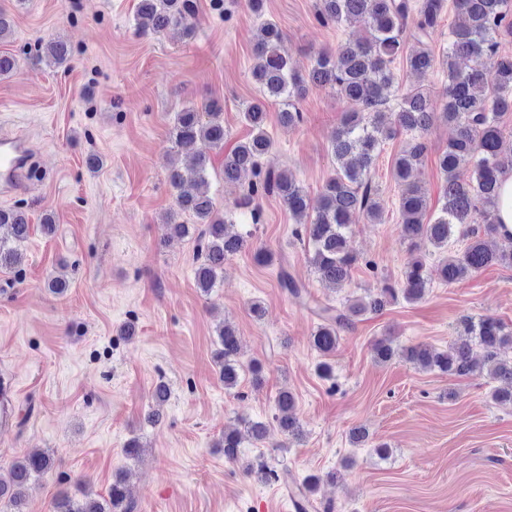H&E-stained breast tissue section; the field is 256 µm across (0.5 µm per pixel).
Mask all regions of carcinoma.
Returning a JSON list of instances; mask_svg holds the SVG:
<instances>
[{
  "mask_svg": "<svg viewBox=\"0 0 512 512\" xmlns=\"http://www.w3.org/2000/svg\"><path fill=\"white\" fill-rule=\"evenodd\" d=\"M444 2L421 0L417 5L412 0H319L317 18L321 23L339 25L362 18L366 34L347 39L334 52H318L306 74L295 71L281 53L279 26L271 20L259 26L255 44L258 63L252 77L261 98L247 105L243 112L248 137L224 154V182H237L245 173L252 175L235 211L250 216L253 224L259 223L261 217L256 200L274 195L281 201L296 223L304 227L311 245L309 264L327 290L335 293L343 288L359 262V256L348 243L352 214L361 211L372 223L381 220L382 210L372 181V168L381 147L399 135L408 136L393 168V177L400 187V235L411 253L402 281L385 280L380 287L334 306L311 298L285 268L278 273L281 287L309 306L318 318L311 339L313 348L323 357L333 354L340 332L355 320L379 313L400 298L408 303L422 300L434 277L456 284L488 266L512 267V234L502 236L497 227L500 176L512 168V158L502 154L500 126L502 116L512 111V54L501 53L503 37H512V0H453L459 22L448 32V47L442 53V64L448 69L442 116L454 126L455 134L439 157L445 185L443 204L433 219L428 217L425 190L412 181L413 171L427 150L423 134L436 118L431 100L421 91L411 90L401 96L396 111H386L394 81L392 65L398 58L405 57L409 69L419 75L434 66L435 57L426 40L436 31ZM195 13L193 0H139L136 28L161 34L172 26H182L190 32V19ZM410 23L414 28V45L408 49L403 34ZM41 57L63 65L69 61L70 50L64 41L54 40L42 47ZM485 57L496 59L497 81L492 86L486 83L479 64ZM461 59H469L474 65L460 68L457 61ZM327 86L358 105L359 110L345 113L331 144L336 169L313 200L289 171L262 167V158L272 148L265 100L281 102L279 121L292 129L303 121L299 99L311 89ZM169 138L167 178L174 190V205L178 211L191 214L196 223L181 224L172 217L167 223L168 237L193 238L198 242L200 263L195 269V281L200 291L208 295L224 278V262L240 252L252 236L249 230L230 231L236 223L234 211L219 214L208 191L211 158L200 146L224 150L226 133L221 104L212 100L203 113L194 106L174 113ZM182 156L194 162V177L190 180L177 163ZM463 168L471 169L467 180L459 175ZM477 215L484 224L481 230L474 227ZM29 235L30 225L21 210L0 209V270L19 267L22 246ZM460 239L464 241L462 248L449 249ZM496 239L507 242L509 247L498 248L494 244ZM421 242L432 247L430 254L437 256L436 266L428 267L425 256L416 253ZM456 330L457 337L446 350L426 344L399 347L391 337L382 336L371 344L372 356L379 364L400 358L423 371L484 378L492 383L493 401L512 402V356H503L504 348L512 347V330L494 318L468 315L460 319ZM216 333L217 348L212 359L225 389L235 388L246 368L256 378L261 375L259 364L242 361L235 328L224 323L217 326ZM168 396V386L159 382L153 390V406L145 416L148 423L161 422ZM276 409L273 420L277 427L293 438L300 437L302 425L293 393L279 392ZM268 433V423L247 422L242 432L224 433L218 447L224 448L228 461L235 462L243 440L261 443ZM51 464L50 455L41 450L16 460L8 476H0V503L10 512H23L29 482L46 474ZM321 481V477L310 474L294 484L299 501L309 502ZM54 509L133 512L129 489L120 475L115 476L108 498L93 497L79 483L75 491L57 496Z\"/></svg>",
  "mask_w": 512,
  "mask_h": 512,
  "instance_id": "1",
  "label": "carcinoma"
}]
</instances>
